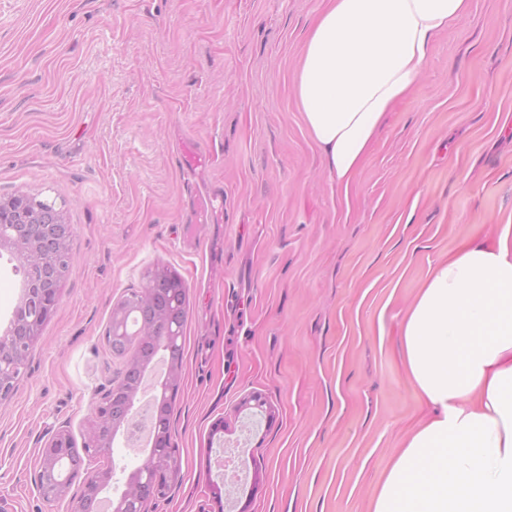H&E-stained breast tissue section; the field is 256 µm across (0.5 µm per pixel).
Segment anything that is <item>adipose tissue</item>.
I'll list each match as a JSON object with an SVG mask.
<instances>
[{"instance_id": "1", "label": "adipose tissue", "mask_w": 512, "mask_h": 512, "mask_svg": "<svg viewBox=\"0 0 512 512\" xmlns=\"http://www.w3.org/2000/svg\"><path fill=\"white\" fill-rule=\"evenodd\" d=\"M470 0H327L293 76L296 104L337 188L348 189L387 112L427 71L434 37ZM433 409L372 512H512V225L430 270L397 336Z\"/></svg>"}]
</instances>
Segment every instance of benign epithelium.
I'll list each match as a JSON object with an SVG mask.
<instances>
[{
	"label": "benign epithelium",
	"instance_id": "benign-epithelium-1",
	"mask_svg": "<svg viewBox=\"0 0 512 512\" xmlns=\"http://www.w3.org/2000/svg\"><path fill=\"white\" fill-rule=\"evenodd\" d=\"M72 236V225L65 215L55 213L47 216L41 210L23 212L22 223L10 235H0V251H7L28 266L42 272L44 287L59 293L61 277L48 263L54 253L66 251ZM186 283L165 267L150 271L144 283L141 299L138 303L140 319L133 329L127 325L126 316L129 306L125 302L112 309L106 337L110 341L112 353L126 360V387L112 398L105 410H96L95 419L89 434V442L79 450L67 427H60L44 444L39 471L34 479L40 498L47 504L63 500L69 496L72 484L82 479L80 494L71 497V512H94L93 503L109 479L107 470L89 471V462L102 456L101 449L110 446V440L116 429L129 427L132 400L142 383L144 373L154 352L163 347L169 351L175 348V340L168 338V328L181 324L184 308L172 307L168 300L183 296ZM41 334V324L25 317L9 324L0 331V360L15 361L26 357V346L33 344ZM136 336L140 345L133 352L127 351L130 336ZM180 364L170 363L166 377L156 387V400L169 403L176 397L179 387ZM242 406L254 408L265 413L266 422L273 415L266 407L262 394L253 392L243 400ZM167 415L157 412L153 422V447L166 448L168 454L150 460L155 479L149 483L141 482L135 475L129 476L130 495L142 504L163 497L166 484L176 480L179 475L176 449L172 447L169 435Z\"/></svg>",
	"mask_w": 512,
	"mask_h": 512
}]
</instances>
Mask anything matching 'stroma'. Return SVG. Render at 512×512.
<instances>
[{
    "label": "stroma",
    "mask_w": 512,
    "mask_h": 512,
    "mask_svg": "<svg viewBox=\"0 0 512 512\" xmlns=\"http://www.w3.org/2000/svg\"><path fill=\"white\" fill-rule=\"evenodd\" d=\"M324 0H0V195L63 209L72 273L0 404V512H70L33 483L45 442L83 445L123 371L112 307L163 266L186 282L179 478L148 512H218L238 447L248 512H371L430 410L395 338L429 270L512 225V8L471 0L338 190L292 90ZM210 156L194 181L175 144ZM262 393L274 414L242 407ZM224 420L226 428L213 434ZM147 448L116 436L113 501Z\"/></svg>",
    "instance_id": "1"
}]
</instances>
